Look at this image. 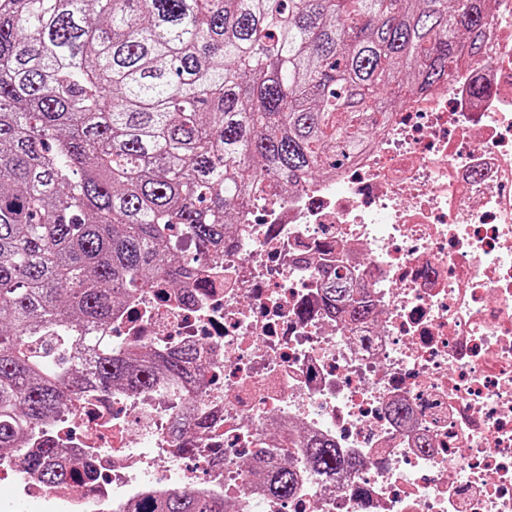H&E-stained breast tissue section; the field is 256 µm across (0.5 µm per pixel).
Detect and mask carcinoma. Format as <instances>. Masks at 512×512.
Segmentation results:
<instances>
[{
    "instance_id": "carcinoma-1",
    "label": "carcinoma",
    "mask_w": 512,
    "mask_h": 512,
    "mask_svg": "<svg viewBox=\"0 0 512 512\" xmlns=\"http://www.w3.org/2000/svg\"><path fill=\"white\" fill-rule=\"evenodd\" d=\"M493 14L494 0H0V451L87 388L184 374L189 353L91 348L88 331L116 295L182 274L175 228L204 255L260 186L351 164L393 112L382 93L449 83ZM322 276L329 303L364 317L347 281ZM302 448L318 472L359 466L326 439ZM21 465L77 477L50 445ZM262 476L291 494L280 462Z\"/></svg>"
}]
</instances>
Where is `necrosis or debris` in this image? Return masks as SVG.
Masks as SVG:
<instances>
[{"label": "necrosis or debris", "mask_w": 512, "mask_h": 512, "mask_svg": "<svg viewBox=\"0 0 512 512\" xmlns=\"http://www.w3.org/2000/svg\"><path fill=\"white\" fill-rule=\"evenodd\" d=\"M496 4L484 56L404 103L336 179L269 192L205 258L181 240L189 278L113 305L101 342L191 349L203 370L90 390L28 435L27 451L92 463L93 483H44L13 452L0 479L39 512L199 490L227 512H512V0ZM321 268L351 280L366 318L326 305ZM313 435L358 469L319 476L297 446ZM267 455L295 471L288 497L254 474Z\"/></svg>", "instance_id": "1"}]
</instances>
